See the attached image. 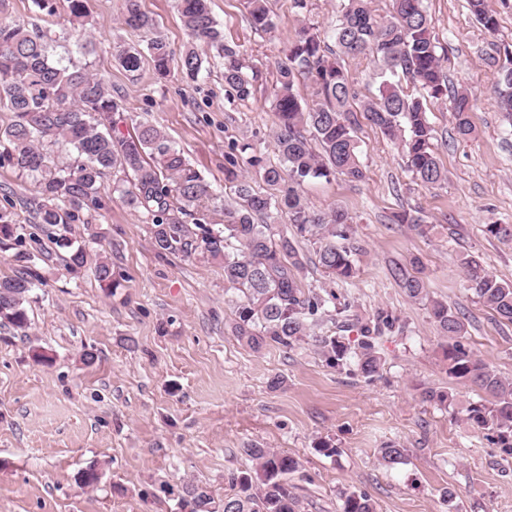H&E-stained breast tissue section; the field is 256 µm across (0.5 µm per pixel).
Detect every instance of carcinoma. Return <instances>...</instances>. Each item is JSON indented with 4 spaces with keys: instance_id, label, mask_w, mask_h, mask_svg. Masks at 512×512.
I'll return each mask as SVG.
<instances>
[{
    "instance_id": "obj_1",
    "label": "carcinoma",
    "mask_w": 512,
    "mask_h": 512,
    "mask_svg": "<svg viewBox=\"0 0 512 512\" xmlns=\"http://www.w3.org/2000/svg\"><path fill=\"white\" fill-rule=\"evenodd\" d=\"M45 15L27 27L0 11V111L10 113L0 127V166L8 165L19 177L29 179L34 194L28 205L35 214L36 228L46 239L68 254L71 270L87 262L85 247L73 237V224L80 213L104 206L107 190L127 208L151 221L154 246L160 254L190 257L224 267V284L236 293L228 328L237 340L260 352L269 347L291 349L311 337L313 328L325 321L343 320V327L360 335L356 347L343 336H316L314 341L327 365L346 369L367 381L382 369L377 340L396 328L398 318L385 310L362 320L352 313L349 302L336 306V295H324L302 286L307 269L301 240L315 246L318 265L336 283L348 284L358 274L352 250L345 245L353 234L351 218L341 210L317 212L305 201V183L329 179L340 172L363 178L351 119V100L356 97L341 58L372 55L381 69L411 75L420 94L383 82L379 94L365 101L367 119L389 139L404 142L406 169L425 185L445 179L432 140L428 102L447 96L453 100L452 123L459 138L474 133L470 112L474 108L465 89L449 86L443 73L433 35V21L424 0H390L388 15L380 20L372 14L369 0H346L335 27L319 35L302 30L291 44L286 60L277 66L273 103L276 117L274 153L277 162L262 164L253 156L249 164L261 167V178L274 189L255 191L240 174L237 159L226 157L225 181L232 185L238 201L224 205V224L209 228L186 217L191 209L217 199L210 185L188 162L167 135L143 123L132 134L120 131L126 116L112 97L105 78L86 56L92 43L77 33L80 57L54 58L51 44L56 15L54 0H34ZM69 16L79 23L89 16L88 0H66ZM471 13L484 29L497 30L496 13L487 0H468ZM191 46L180 55L154 33L155 21L142 12L138 0H125L124 24L147 37L146 52L137 48L118 51L117 61L128 72L140 69L143 58L151 61L156 76L167 78L176 69L195 79L208 64V52L224 59V84L229 94L244 100L251 96L256 71H246L237 49L224 42L212 16L210 0H177ZM252 26L274 27L268 0H247ZM314 79L317 100L302 104L295 93L297 76ZM496 103L505 118L512 119V53L498 62ZM288 217L291 231L280 229L277 217ZM400 224H410L421 236L431 225L419 215L404 212ZM12 212L0 210V250L19 239ZM26 265L12 276L0 278V325L26 333V305L32 290L42 284L35 256L24 257ZM465 278L487 307L503 321L512 323V284L499 281L472 255L461 262ZM391 274L407 296L428 302L429 312L441 336L448 377L477 388L485 397L465 408L466 419L492 433V442L512 455V381L496 373L466 342L463 318L448 304L429 296L424 281L396 264ZM100 287L119 286L113 278L112 262L101 256L95 263ZM252 467L232 472V493L216 502L203 484L185 483L177 494V505L192 512H303L298 487L290 476L301 469L294 456L273 448L252 445L244 449ZM408 449L390 444L381 449L387 466L403 462ZM341 512H376L366 492H345Z\"/></svg>"
}]
</instances>
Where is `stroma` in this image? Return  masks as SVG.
Returning <instances> with one entry per match:
<instances>
[{
  "label": "stroma",
  "instance_id": "1",
  "mask_svg": "<svg viewBox=\"0 0 512 512\" xmlns=\"http://www.w3.org/2000/svg\"><path fill=\"white\" fill-rule=\"evenodd\" d=\"M341 4L307 0L299 12L292 0H269L275 27L262 31L251 26L245 0H211L225 42L261 73L244 100L229 97L217 57L195 80L177 71L158 80L147 63L125 71L116 51L142 47L143 36L120 25L124 0H90L85 27L97 45L94 67L127 117L164 131L230 200L226 154L237 156L254 189L264 190L247 160H277L271 96L277 65L303 27L326 31ZM425 6L444 73L476 101L475 132L466 141L453 128L450 100L430 106L446 180L432 187L414 180L401 146L361 118L363 179L339 173L305 187L311 209H341L352 218L359 266L357 278L343 285L310 269L305 286L353 301L360 317L383 309L398 318L397 329L377 344L379 378L368 382L332 368L310 344L258 353L242 345L228 329L222 266L158 254L145 216L105 198L74 235L89 254L111 257L120 282L114 292L100 287L92 267L68 273L47 239L27 237L20 248L0 251V278L20 268L23 252L36 256L44 279L27 306V335L0 326V512H177L161 483L193 480L223 499L229 473L250 467L243 449L252 443L300 460L292 481L304 512H340L342 493L352 491L367 492L377 512H512V458L463 411L480 393L449 378L427 303L409 298L389 272L392 262L419 258L431 297L464 317L474 351L512 379V325L499 323L460 268L461 256L471 254L512 284V242L483 232L494 222L512 224V125L495 104V61L512 47V0H489L498 18L493 36L468 0H425ZM140 7L175 52L188 47L176 0H140ZM32 189L0 167V209L19 214L28 228L34 219L24 202ZM403 211L420 212L433 234L394 223ZM38 351L45 363L35 361ZM87 351L95 353L94 364L84 363ZM275 376L283 384L272 390ZM426 388L447 391L453 407L424 401ZM322 440L336 447L335 456L317 451ZM389 443L407 448L404 463H382L380 450ZM92 463L100 482L81 487L77 477ZM448 490L453 499H445Z\"/></svg>",
  "mask_w": 512,
  "mask_h": 512
}]
</instances>
